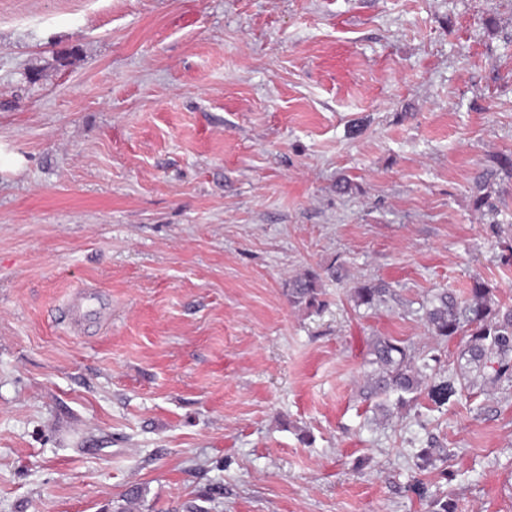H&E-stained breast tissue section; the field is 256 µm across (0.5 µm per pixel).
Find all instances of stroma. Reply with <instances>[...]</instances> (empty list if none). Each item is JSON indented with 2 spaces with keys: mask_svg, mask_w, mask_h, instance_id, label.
Returning <instances> with one entry per match:
<instances>
[{
  "mask_svg": "<svg viewBox=\"0 0 512 512\" xmlns=\"http://www.w3.org/2000/svg\"><path fill=\"white\" fill-rule=\"evenodd\" d=\"M503 155L512 0H0V512H512V379L442 396L422 309L512 306ZM320 280L321 274L317 271H306L293 279L289 288L291 301L308 309L319 308L322 305L318 288ZM352 297L359 305L374 306L376 303L383 301L387 295L388 289L383 285L358 283L352 289ZM92 296L83 293L73 298L67 304V315L70 323L75 327H82L86 318L92 314ZM373 358L369 364L376 367L367 376L364 387L365 399L395 393L397 401L403 403L404 394L417 393L429 375L427 364L417 365L411 350L397 340L377 338L370 350Z\"/></svg>",
  "mask_w": 512,
  "mask_h": 512,
  "instance_id": "35a3bbf8",
  "label": "stroma"
}]
</instances>
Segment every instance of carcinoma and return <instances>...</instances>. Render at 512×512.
<instances>
[{"mask_svg":"<svg viewBox=\"0 0 512 512\" xmlns=\"http://www.w3.org/2000/svg\"><path fill=\"white\" fill-rule=\"evenodd\" d=\"M487 179L478 176L475 196L478 209L495 211L490 192L486 191ZM321 274L307 271L292 280L289 288L291 301L308 309L321 306L319 282ZM388 289L378 284L359 283L352 288V297L359 305L374 306L383 301ZM492 288L481 279L473 280L468 295L458 300L454 295L441 293L425 307V321L432 336L448 340L466 337L464 353L468 362L486 368L497 365L494 377L506 374L509 366L507 355L512 354V307H492ZM374 366L367 376L363 395L366 399L397 394L403 402L404 395L418 392L429 375L427 365L416 363L411 350L389 338H377L370 350Z\"/></svg>","mask_w":512,"mask_h":512,"instance_id":"obj_1","label":"carcinoma"}]
</instances>
